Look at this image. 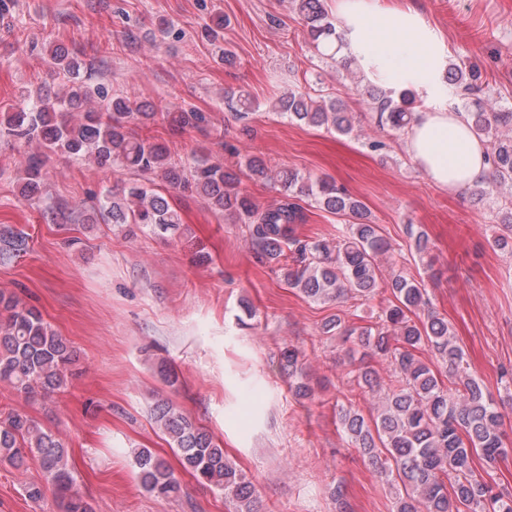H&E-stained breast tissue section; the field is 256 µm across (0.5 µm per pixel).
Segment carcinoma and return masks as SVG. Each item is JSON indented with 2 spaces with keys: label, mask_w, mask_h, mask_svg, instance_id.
<instances>
[{
  "label": "carcinoma",
  "mask_w": 512,
  "mask_h": 512,
  "mask_svg": "<svg viewBox=\"0 0 512 512\" xmlns=\"http://www.w3.org/2000/svg\"><path fill=\"white\" fill-rule=\"evenodd\" d=\"M291 4L306 23L314 47L335 58L343 42L324 0H291ZM47 52L65 76L62 90L52 97L38 90L25 106L0 109V138L27 147L18 157L23 199L33 201L43 195V169L51 154L88 165L119 166L144 181L105 194L87 215L88 223L102 221L120 228L133 224L165 237L181 229L169 190H191L214 213L246 225L256 254L278 267L288 287L307 299L327 303L349 294L369 299L381 290L390 292L392 300L382 308L375 327L346 328L337 316L322 324L324 334L357 337L362 347L390 365L395 377V385L379 397L372 421L352 408L338 409L341 432L394 490L393 512H512V497L496 491L474 467L477 456L490 466L507 452L498 403L469 371L448 320L430 307L424 283L402 274L382 279L381 259L392 245L365 203L328 180L312 181L292 170L274 175L262 159L254 157L246 164L249 175L272 181L283 196V201L262 207L240 191L239 171L208 160L187 167L166 146L137 132L159 115L175 128L202 129L208 124L204 113L111 95L103 84L83 76L86 63L78 52L61 45ZM357 79L364 84L378 125L396 132L409 128L420 104L413 90L387 91L367 81L361 71ZM443 79L466 98L453 111L464 113L473 134L488 142L491 177L468 188L470 196L480 203L496 189H512V111L496 109L477 97L480 75L473 68L450 63ZM227 104L240 116L256 107L245 91L230 94ZM272 110L297 124L338 134L353 130V115L338 98L318 101L290 89ZM299 196L347 218L340 241L299 235L304 214L293 202ZM407 235L418 253L427 252L429 237L421 226L407 225ZM493 243L512 252V206L501 212ZM420 313L424 319L414 321ZM422 348L434 354L443 370L417 357ZM299 357L295 348L281 351L280 365L291 377L301 372ZM75 360V351L39 310L0 291V383L27 398L38 390L49 394L66 386ZM152 417L168 435L183 469L198 483L224 493V498L235 502V512H257L251 482L209 432L169 401L157 402ZM29 460L36 461L47 476L63 512H92L91 504L75 488L65 444L26 414L12 412L0 422V461L22 466ZM134 461L146 492L158 497L179 493L173 471L149 449H139Z\"/></svg>",
  "instance_id": "obj_1"
}]
</instances>
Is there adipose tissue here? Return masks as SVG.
Returning <instances> with one entry per match:
<instances>
[{"instance_id":"adipose-tissue-1","label":"adipose tissue","mask_w":512,"mask_h":512,"mask_svg":"<svg viewBox=\"0 0 512 512\" xmlns=\"http://www.w3.org/2000/svg\"><path fill=\"white\" fill-rule=\"evenodd\" d=\"M335 13L347 53L370 79L435 91L448 60L441 39L414 8L335 0ZM405 147L429 179L451 193L480 181L488 169L486 146L460 114L443 106L416 113Z\"/></svg>"}]
</instances>
